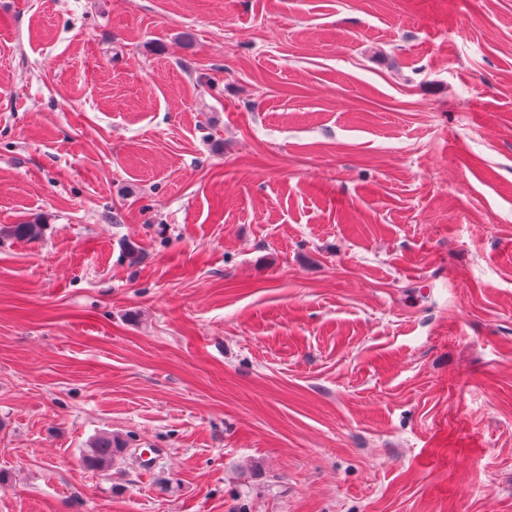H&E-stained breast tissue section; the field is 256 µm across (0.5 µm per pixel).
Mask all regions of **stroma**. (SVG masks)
Listing matches in <instances>:
<instances>
[{"label": "stroma", "mask_w": 512, "mask_h": 512, "mask_svg": "<svg viewBox=\"0 0 512 512\" xmlns=\"http://www.w3.org/2000/svg\"><path fill=\"white\" fill-rule=\"evenodd\" d=\"M28 223L0 512H512V0H0ZM87 462L98 469H105L112 465V458L116 453L126 448V443L112 435H101L95 438L90 445Z\"/></svg>", "instance_id": "1"}]
</instances>
